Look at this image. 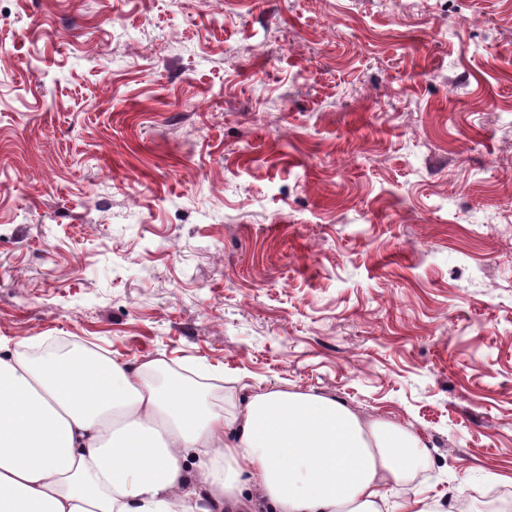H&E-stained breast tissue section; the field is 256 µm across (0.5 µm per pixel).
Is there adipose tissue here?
Masks as SVG:
<instances>
[{"label": "adipose tissue", "instance_id": "1", "mask_svg": "<svg viewBox=\"0 0 512 512\" xmlns=\"http://www.w3.org/2000/svg\"><path fill=\"white\" fill-rule=\"evenodd\" d=\"M166 368L0 355V512H460L391 500L430 467L405 428L272 386L228 410Z\"/></svg>", "mask_w": 512, "mask_h": 512}]
</instances>
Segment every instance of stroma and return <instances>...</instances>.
<instances>
[{
	"instance_id": "35a3bbf8",
	"label": "stroma",
	"mask_w": 512,
	"mask_h": 512,
	"mask_svg": "<svg viewBox=\"0 0 512 512\" xmlns=\"http://www.w3.org/2000/svg\"><path fill=\"white\" fill-rule=\"evenodd\" d=\"M0 336L415 433L512 490V0H0Z\"/></svg>"
}]
</instances>
